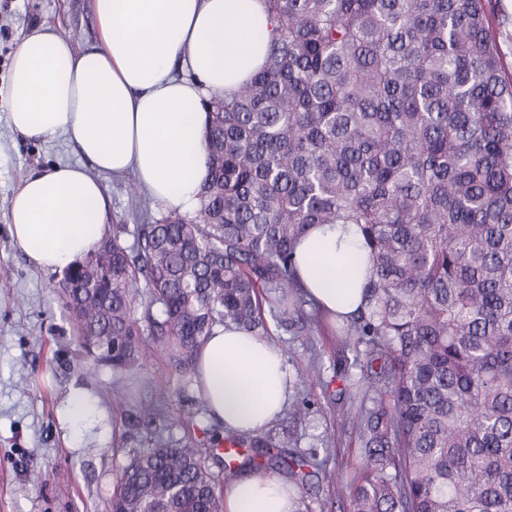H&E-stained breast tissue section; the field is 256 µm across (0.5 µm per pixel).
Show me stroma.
<instances>
[{"label": "stroma", "mask_w": 512, "mask_h": 512, "mask_svg": "<svg viewBox=\"0 0 512 512\" xmlns=\"http://www.w3.org/2000/svg\"><path fill=\"white\" fill-rule=\"evenodd\" d=\"M43 25L69 37L76 47L98 39L89 0H0V91H6L12 56L22 38ZM63 139L33 140L8 125L7 102L0 100V512H105L115 477L138 448L177 444L185 436L210 440L212 421L196 387H188L152 337L139 341L138 366L128 374L97 363L77 338L59 296L62 273L30 265L11 240L9 210L13 194L28 174L56 163L81 162ZM109 200L108 224H135L128 189L133 173H103ZM271 338L281 349L291 378V398L281 416L262 433L271 444L294 438L295 454L335 471L330 484L314 477L301 488L309 512H350L348 486L364 460L352 428L339 418L348 397L340 396L336 373L352 361L329 325L312 336L275 326ZM169 382L174 394L152 426L138 417L152 401L156 382ZM131 393V405L112 407V387ZM92 393L101 425L75 439L59 417L74 388Z\"/></svg>", "instance_id": "stroma-1"}]
</instances>
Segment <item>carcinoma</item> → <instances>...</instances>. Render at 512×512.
I'll use <instances>...</instances> for the list:
<instances>
[{"mask_svg":"<svg viewBox=\"0 0 512 512\" xmlns=\"http://www.w3.org/2000/svg\"><path fill=\"white\" fill-rule=\"evenodd\" d=\"M279 36L230 97L203 99L209 165L191 214L112 225L59 288L95 361L135 368L154 337L194 374L214 328L314 335L295 243L358 224L369 277L343 347H364L341 418L365 461L351 512H512V80L493 0H265ZM132 240H127V237ZM370 386L362 388V382ZM139 406L150 421L170 388ZM264 470L308 461L226 434ZM112 512H222L188 438L142 448Z\"/></svg>","mask_w":512,"mask_h":512,"instance_id":"obj_1","label":"carcinoma"}]
</instances>
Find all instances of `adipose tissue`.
<instances>
[{
	"mask_svg": "<svg viewBox=\"0 0 512 512\" xmlns=\"http://www.w3.org/2000/svg\"><path fill=\"white\" fill-rule=\"evenodd\" d=\"M98 40L75 48L46 25L26 35L9 70L8 120L34 139L65 138L88 167L56 164L14 194L10 234L32 266L62 271L106 230L98 173L134 172L165 208L193 212L207 172L201 100L231 96L278 35L264 0H90ZM355 224L312 226L295 248L308 297L333 320L363 302L368 265ZM209 417L238 434L264 431L291 392L281 351L235 325L216 327L198 357ZM289 487L255 474L228 481L225 512H292Z\"/></svg>",
	"mask_w": 512,
	"mask_h": 512,
	"instance_id": "1",
	"label": "adipose tissue"
}]
</instances>
